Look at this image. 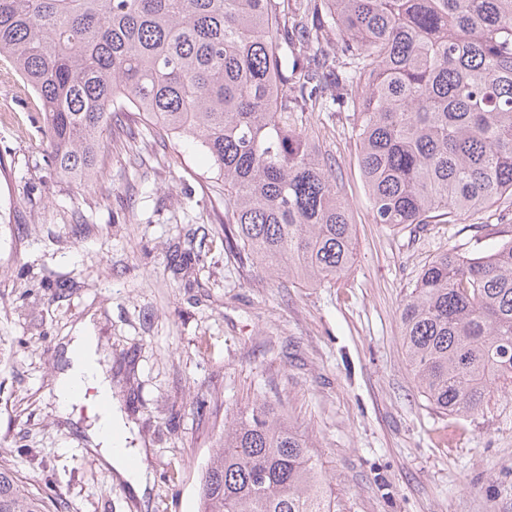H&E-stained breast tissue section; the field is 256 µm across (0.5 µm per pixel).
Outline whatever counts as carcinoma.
<instances>
[{
    "instance_id": "1",
    "label": "carcinoma",
    "mask_w": 512,
    "mask_h": 512,
    "mask_svg": "<svg viewBox=\"0 0 512 512\" xmlns=\"http://www.w3.org/2000/svg\"><path fill=\"white\" fill-rule=\"evenodd\" d=\"M0 61L38 97L63 179H104L132 110L202 147L224 250L277 277L331 286L354 259L304 112L352 113L376 224L512 201V0H0ZM487 239L436 254L399 310L416 384L451 417L512 387V236ZM199 495L200 512H338L308 437L258 398L224 422ZM0 512L49 510L0 464Z\"/></svg>"
}]
</instances>
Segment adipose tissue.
<instances>
[{"label": "adipose tissue", "mask_w": 512, "mask_h": 512, "mask_svg": "<svg viewBox=\"0 0 512 512\" xmlns=\"http://www.w3.org/2000/svg\"><path fill=\"white\" fill-rule=\"evenodd\" d=\"M72 366L57 382L56 395L61 409H71L82 401L79 386L93 388L98 395L111 397L112 387L96 353V340L91 336L75 337L72 344ZM121 414L114 408L101 412L92 427V437L99 446L103 460L124 480L137 495H144L150 476L144 464L146 451L142 448L115 446L111 432L125 431Z\"/></svg>", "instance_id": "obj_1"}]
</instances>
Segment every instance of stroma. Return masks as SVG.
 Returning <instances> with one entry per match:
<instances>
[{"instance_id": "stroma-1", "label": "stroma", "mask_w": 512, "mask_h": 512, "mask_svg": "<svg viewBox=\"0 0 512 512\" xmlns=\"http://www.w3.org/2000/svg\"><path fill=\"white\" fill-rule=\"evenodd\" d=\"M39 101L0 79V462L64 512H197L233 410L263 398L314 444L339 512H512V389L476 416L418 391L398 309L436 253L483 251L498 203L448 224L374 223L352 118L314 113L316 141L356 226L335 286L226 253L206 152L132 115L104 185L58 178L35 146ZM91 325L152 474L137 500L89 444L87 408L60 412L65 348Z\"/></svg>"}]
</instances>
